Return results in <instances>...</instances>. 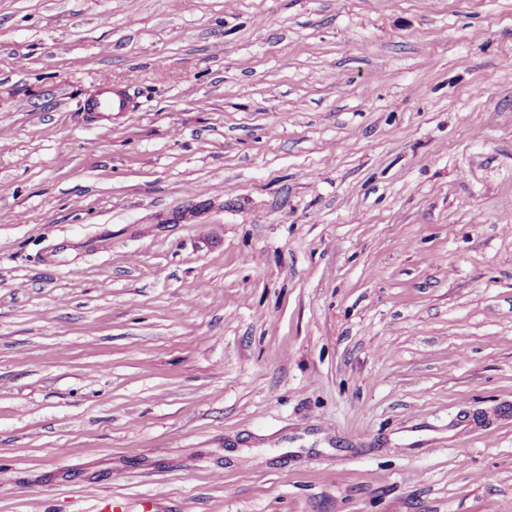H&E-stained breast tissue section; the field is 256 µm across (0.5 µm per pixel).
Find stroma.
Masks as SVG:
<instances>
[{"label":"stroma","instance_id":"obj_1","mask_svg":"<svg viewBox=\"0 0 512 512\" xmlns=\"http://www.w3.org/2000/svg\"><path fill=\"white\" fill-rule=\"evenodd\" d=\"M105 494L512 512V0H0V512ZM100 84L102 86V92L95 102V112H119L128 106L129 99L126 95H110L112 92L108 88L109 80L107 78H102Z\"/></svg>","mask_w":512,"mask_h":512}]
</instances>
